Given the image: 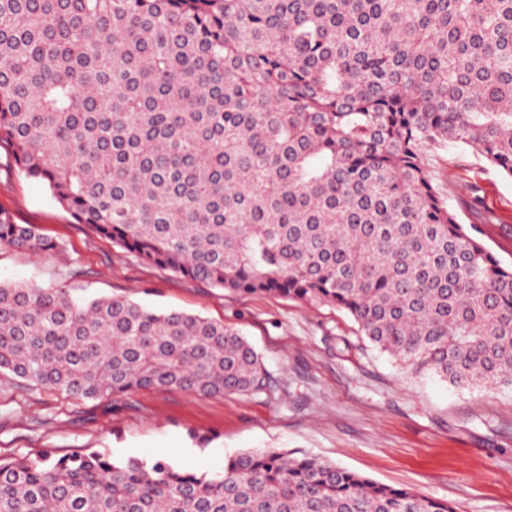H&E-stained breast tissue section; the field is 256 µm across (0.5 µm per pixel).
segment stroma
I'll use <instances>...</instances> for the list:
<instances>
[{
	"instance_id": "35a3bbf8",
	"label": "stroma",
	"mask_w": 512,
	"mask_h": 512,
	"mask_svg": "<svg viewBox=\"0 0 512 512\" xmlns=\"http://www.w3.org/2000/svg\"><path fill=\"white\" fill-rule=\"evenodd\" d=\"M425 163L460 223L493 215L484 243L511 265L512 178L462 146L429 153ZM0 209L63 248L35 255L0 246V281L76 297L124 296L224 322L255 347L274 385L270 393L140 390L92 401L30 392L0 376V458L100 451L116 459L165 456L215 474L228 456L278 449L446 501L457 512H512L511 387L460 389L414 373L331 305L221 291L141 264L75 223L5 145Z\"/></svg>"
}]
</instances>
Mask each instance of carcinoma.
Masks as SVG:
<instances>
[{
	"label": "carcinoma",
	"mask_w": 512,
	"mask_h": 512,
	"mask_svg": "<svg viewBox=\"0 0 512 512\" xmlns=\"http://www.w3.org/2000/svg\"><path fill=\"white\" fill-rule=\"evenodd\" d=\"M140 262L328 304L457 387L512 386V265L428 153L512 178V0H0V145ZM0 245H60L0 210ZM0 375L86 400L267 387L206 317L0 282ZM0 512H455L312 457L0 459Z\"/></svg>",
	"instance_id": "cac0c4a2"
}]
</instances>
